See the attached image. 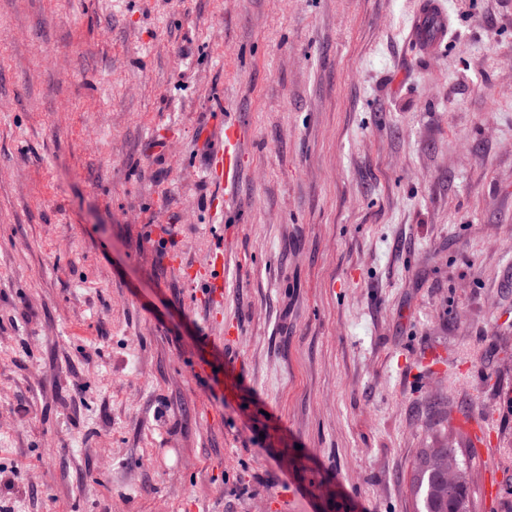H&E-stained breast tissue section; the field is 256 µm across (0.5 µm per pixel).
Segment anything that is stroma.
<instances>
[{"label":"stroma","mask_w":512,"mask_h":512,"mask_svg":"<svg viewBox=\"0 0 512 512\" xmlns=\"http://www.w3.org/2000/svg\"><path fill=\"white\" fill-rule=\"evenodd\" d=\"M440 2L0 0V512H512V0ZM430 25V37L425 39V24ZM447 26L446 13L442 4L436 0H427L423 11L412 22L413 36L425 42L427 45H435L443 37ZM245 134L238 122L233 119H224V146L217 151V163L214 174L224 182V189H229L235 183L240 168V148ZM428 449L419 450L411 481L418 512H472L470 486L464 492L448 493L447 498L439 495L441 476L444 490H457L468 482L469 474L463 468L465 459H461L454 448H433L428 463L440 472V476L425 461ZM448 450L455 451L457 457Z\"/></svg>","instance_id":"1"}]
</instances>
